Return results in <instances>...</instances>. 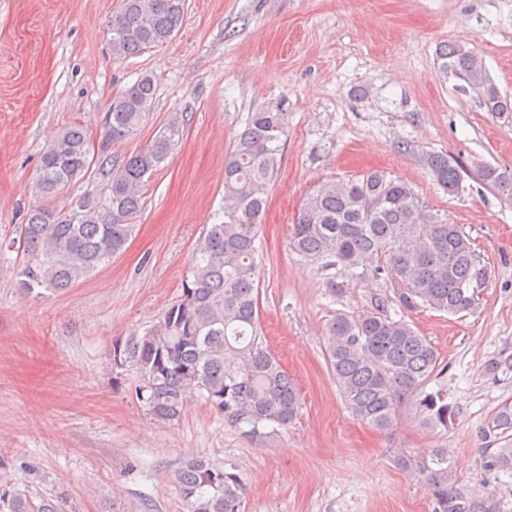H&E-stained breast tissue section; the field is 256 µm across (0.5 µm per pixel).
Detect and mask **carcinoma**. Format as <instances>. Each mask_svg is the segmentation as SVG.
Masks as SVG:
<instances>
[{
  "label": "carcinoma",
  "mask_w": 512,
  "mask_h": 512,
  "mask_svg": "<svg viewBox=\"0 0 512 512\" xmlns=\"http://www.w3.org/2000/svg\"><path fill=\"white\" fill-rule=\"evenodd\" d=\"M184 17V0H122L109 29L116 59L138 56L171 41ZM440 68L480 91L490 112H512L487 78L483 59L461 44L439 49ZM152 79L141 77L112 99L98 139L80 124L60 130L40 161L41 192L54 198L93 174L97 189L68 208L50 203L32 209L20 239L29 259L17 270L20 288L63 292L120 254L144 204L146 178L182 142L184 120L172 119L149 145L118 157L112 146L146 120L154 97ZM288 122L282 112H253L224 159L223 220L198 241L179 297L157 324L141 335L112 343V369L136 376V396L156 419L181 415L192 390L224 420L253 437L286 428L300 395L291 377L264 346L258 319L256 240L277 175ZM433 180L450 194L462 187L460 166L430 154ZM484 181L512 196V171L487 167ZM290 248L325 266L362 269L361 275L393 281V296L373 310L326 325L330 368L352 414L377 429L390 428L402 405L440 374L439 355L406 315L422 308L449 315L475 308L484 279L480 254L457 224L438 219L406 181L378 170L331 181L310 193L292 227ZM396 306L400 318L391 317ZM427 423L446 426L452 407L439 393L419 401ZM489 432L507 444L490 466L512 469V404L493 415ZM435 502L434 512H485L459 487L448 454L423 453L413 460ZM188 512H241L245 487L237 474L201 459L176 473ZM0 512H60L47 499L0 491Z\"/></svg>",
  "instance_id": "carcinoma-1"
}]
</instances>
